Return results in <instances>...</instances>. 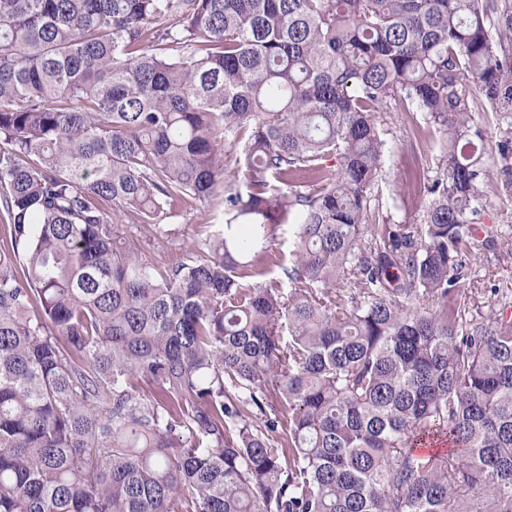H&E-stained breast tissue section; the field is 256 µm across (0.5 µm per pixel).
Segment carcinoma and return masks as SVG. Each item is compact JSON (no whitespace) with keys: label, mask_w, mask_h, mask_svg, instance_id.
<instances>
[{"label":"carcinoma","mask_w":512,"mask_h":512,"mask_svg":"<svg viewBox=\"0 0 512 512\" xmlns=\"http://www.w3.org/2000/svg\"><path fill=\"white\" fill-rule=\"evenodd\" d=\"M469 82L512 127V0H0V512H512ZM397 100L445 135L421 224L372 221ZM210 208L197 200H187L171 208L172 217L163 221L174 229L167 238H157L139 226L132 231L139 237L143 253L151 263L167 265L179 259L187 242L204 240L219 230L217 222L206 223L204 211Z\"/></svg>","instance_id":"obj_1"}]
</instances>
